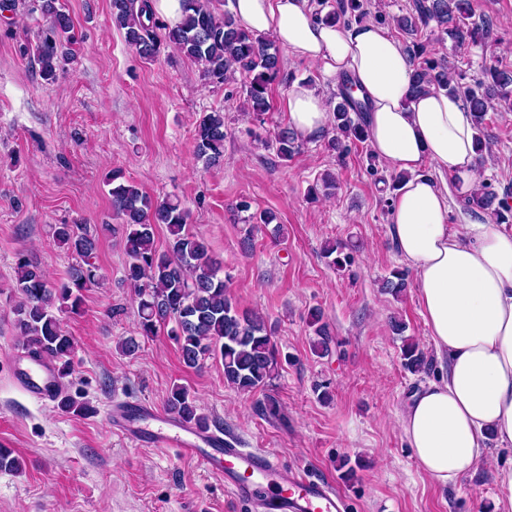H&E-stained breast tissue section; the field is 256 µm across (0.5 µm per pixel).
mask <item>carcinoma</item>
Returning <instances> with one entry per match:
<instances>
[{"label":"carcinoma","mask_w":512,"mask_h":512,"mask_svg":"<svg viewBox=\"0 0 512 512\" xmlns=\"http://www.w3.org/2000/svg\"><path fill=\"white\" fill-rule=\"evenodd\" d=\"M210 3L182 0V20L169 25L155 19L149 0H112V20L125 30L127 44L147 61H155L170 47L200 64L205 80L212 84L233 80L238 73L248 77L244 84L246 111L263 114L270 107L269 86L281 71L279 49L241 28L232 13L216 14ZM415 9L416 14L396 20L400 29L413 36L432 21L450 33L457 45L478 44L488 35V22L471 20L468 0H416ZM40 11L47 29L36 54L41 72L49 79L56 67L73 56L74 25L59 0H40ZM367 15L363 0H340L321 19L345 25ZM452 21L455 25L450 29ZM408 52L420 59L412 93L436 89L462 96L470 106L478 142L491 149L484 132L486 116L496 99L512 105V74L489 65L482 70L483 78L467 84L446 61L425 57V44L414 40ZM339 98L333 109L334 131L348 141L364 142L362 114L368 111L367 104L356 101L348 90ZM225 137L224 113L205 114L196 131L197 157L207 165L220 163ZM273 145L277 156L286 159L300 148L287 126L274 132ZM109 194L113 212L123 219L122 246L129 257L124 279L134 289L140 336L154 337L163 328L177 344L186 367L196 369L213 359L221 362L228 386L241 392L266 387L281 367V355L262 317L239 309L232 301L220 276L221 263L210 254L205 241L188 230L189 212L182 201L177 197L154 200L135 185L124 183L112 185ZM495 198L485 182L467 195V207L486 211ZM158 224L168 231L163 251L154 246ZM51 232L57 244L79 261L70 267L67 279L52 282L36 263L19 259L14 325L29 354L53 363L57 407L84 415L91 411L90 406L75 400L62 383L72 370L74 341L56 312L80 314L82 290L100 279L99 267L92 262L97 229L88 224H53ZM321 320L320 311L312 313L318 336L312 350L318 355L328 353V333ZM402 359L404 368L412 373L428 366L425 353L413 343L403 348ZM166 407L184 422L208 424L182 385H172Z\"/></svg>","instance_id":"carcinoma-1"}]
</instances>
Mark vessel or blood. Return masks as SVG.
I'll return each instance as SVG.
<instances>
[{"label": "vessel or blood", "mask_w": 512, "mask_h": 512, "mask_svg": "<svg viewBox=\"0 0 512 512\" xmlns=\"http://www.w3.org/2000/svg\"><path fill=\"white\" fill-rule=\"evenodd\" d=\"M24 380L38 399H47L54 390L48 366L32 365ZM109 417L116 432L127 439L174 451L219 471L225 492L251 512H349L347 498L333 484L285 467L265 449L241 447L219 430L184 423L153 403L126 402L111 409Z\"/></svg>", "instance_id": "b4317fda"}]
</instances>
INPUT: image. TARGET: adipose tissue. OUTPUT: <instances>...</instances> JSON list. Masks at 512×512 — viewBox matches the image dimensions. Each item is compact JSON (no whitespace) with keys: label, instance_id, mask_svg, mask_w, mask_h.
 <instances>
[{"label":"adipose tissue","instance_id":"1","mask_svg":"<svg viewBox=\"0 0 512 512\" xmlns=\"http://www.w3.org/2000/svg\"><path fill=\"white\" fill-rule=\"evenodd\" d=\"M233 14L296 58L353 80L356 97L369 103L373 154L410 174L394 195L391 232L447 367L412 395L399 424L422 470L441 485L455 482L488 442L512 448V233L479 220L448 221L447 179L480 183L469 107L435 89L412 95L411 59L378 23L327 24L309 0H233ZM288 116L297 135L311 140L326 131L330 114L321 95L298 86Z\"/></svg>","mask_w":512,"mask_h":512}]
</instances>
